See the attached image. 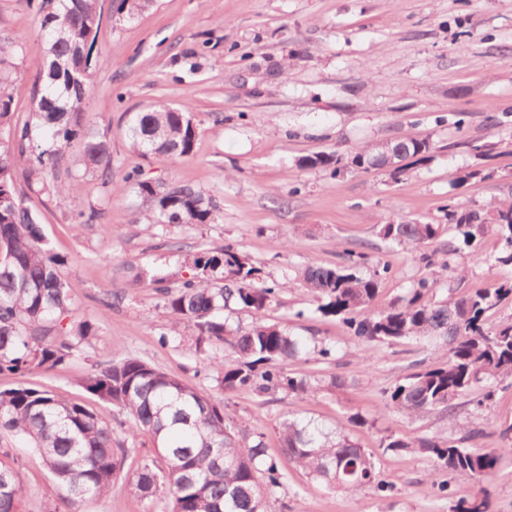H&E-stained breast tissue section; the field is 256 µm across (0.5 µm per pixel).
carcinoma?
Masks as SVG:
<instances>
[{
    "mask_svg": "<svg viewBox=\"0 0 512 512\" xmlns=\"http://www.w3.org/2000/svg\"><path fill=\"white\" fill-rule=\"evenodd\" d=\"M151 0H117L115 12L133 19ZM40 28L48 43L37 64L28 115L15 118L9 91L13 58L18 45H0V374L18 377L14 386L0 390V429L20 435L41 456L72 506L109 492L126 457L134 452L113 438L108 425L90 405L66 399L26 380L38 369H53L85 353L96 335L83 321L56 336L59 323L72 304L70 284L61 272L64 260L47 246L41 215L24 203L13 168L27 165L28 187L67 194L82 192L78 181L48 183L61 153L79 150L84 173L110 180L112 149L106 136L86 128L85 110L91 103L88 80L100 64L97 34L101 21L99 0H40L36 5ZM128 138L145 156L172 161L192 154L197 128L190 112L165 105L129 114ZM403 161L424 160L433 150L426 137H407L391 144ZM383 148L366 147L345 158L321 152L302 160L306 168H325L337 176L353 169L386 168L392 181L407 166L385 167ZM127 179L148 205L150 224H212L217 205L186 185H159L141 174ZM489 224L473 211L448 208V225L387 221L377 225L380 238L397 247L415 250L432 245L445 227L460 235L463 246L476 250V241L488 231L499 237L494 261L512 266V203L495 207ZM353 266H309L302 273L306 287L323 303L318 311L335 315L365 343H395L427 339L446 353L436 367L410 373L393 388L387 405L411 416L431 413L451 416L456 400L471 397L480 411L490 406L500 386H512V318L496 325L485 314L512 300V283L476 290L456 299L430 298L438 279L422 278L396 303L370 310L378 281L388 267L368 276ZM192 274L176 289L152 270L140 267L131 284L155 288L162 314L192 328L196 347L224 346V393L245 390L258 397L284 391L296 396L316 386L282 368L298 357L302 341L277 324L256 322L247 329L228 326L224 311L241 309L257 316L266 310L278 285L260 282L261 270L234 248L196 253ZM85 390L110 404L129 419L132 439L147 435L159 460L145 461L133 473L135 487L148 501L168 493L169 512H266V498L283 485L284 474L267 456L263 435L246 442L229 424L224 404L215 403L197 386L149 363L126 356L96 367L84 382ZM280 447L288 462L317 480L345 492L366 486L385 492L371 451L342 431L314 423L286 421L279 430ZM387 450L414 449L434 459L439 470L462 481L470 491L460 497L453 512H491L483 484L494 475L497 448H472L463 440H414L390 435L381 440ZM22 485L18 472L0 465V512H19Z\"/></svg>",
    "mask_w": 512,
    "mask_h": 512,
    "instance_id": "carcinoma-1",
    "label": "carcinoma"
}]
</instances>
